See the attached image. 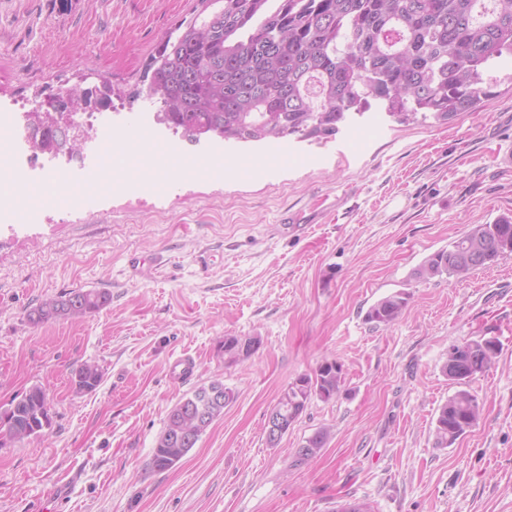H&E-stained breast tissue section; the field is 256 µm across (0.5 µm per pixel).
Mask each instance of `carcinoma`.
I'll return each mask as SVG.
<instances>
[{
  "label": "carcinoma",
  "mask_w": 512,
  "mask_h": 512,
  "mask_svg": "<svg viewBox=\"0 0 512 512\" xmlns=\"http://www.w3.org/2000/svg\"><path fill=\"white\" fill-rule=\"evenodd\" d=\"M195 0L194 16L168 34L147 65V95L159 104L158 119L191 142L203 137L227 141L270 139L324 140L340 127L379 108L399 123L449 122L471 112L496 94L512 73L497 76L512 60V0ZM112 83L106 79L83 93L85 102L107 108ZM71 108L57 98L53 111ZM51 111V112H53ZM51 112L31 115L29 138L39 153L70 151L69 139L51 119ZM512 253V219L478 224L425 259L418 275L429 279L463 278ZM396 292L370 307L366 320L389 325L408 303ZM112 301L106 289L73 290L47 297L26 314L35 327L49 321L84 317ZM471 341L448 349L453 361L448 380L455 393L439 408L435 420L438 442L450 445L478 425L482 408L471 391L473 369L486 372L498 353ZM309 384L299 395L288 386L278 403L294 423L312 397L327 401L341 390L342 367L321 363L313 374L298 377ZM102 381L94 365L72 376L75 390L91 392ZM207 386L184 396L169 412L157 438L151 465L157 471L175 467L193 448L173 439L178 428L199 440L224 414L233 399L224 389L221 400L205 398ZM38 437L50 426L46 391L34 386L0 408V432ZM326 433L316 432L298 449L303 464L324 447Z\"/></svg>",
  "instance_id": "carcinoma-1"
}]
</instances>
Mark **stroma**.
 <instances>
[{"instance_id":"35a3bbf8","label":"stroma","mask_w":512,"mask_h":512,"mask_svg":"<svg viewBox=\"0 0 512 512\" xmlns=\"http://www.w3.org/2000/svg\"><path fill=\"white\" fill-rule=\"evenodd\" d=\"M194 0H0V102L39 109L44 95L109 79L112 132L82 146L41 224L0 227V407L46 388L51 425L0 448V512H512V254L468 277L417 270L477 224L512 215V85L447 124H400L370 111L317 142L263 146L163 130L147 162L158 183L133 192L98 172L156 111L146 65ZM197 162L194 177L173 173ZM96 198L85 210L78 195ZM108 289L106 308L30 326L27 311L73 289ZM408 293L401 316L366 319ZM254 337L235 359L225 337ZM496 338L473 384L479 424L452 445L434 437L455 390L451 344ZM190 356L193 373L171 374ZM340 393L312 398L278 445L270 409L322 361ZM99 366L95 391L70 373ZM233 394L173 469L149 460L167 415L213 379ZM326 431L320 453L299 448ZM409 295L396 292L378 300L366 314L368 322L389 325L396 321L408 303Z\"/></svg>"}]
</instances>
